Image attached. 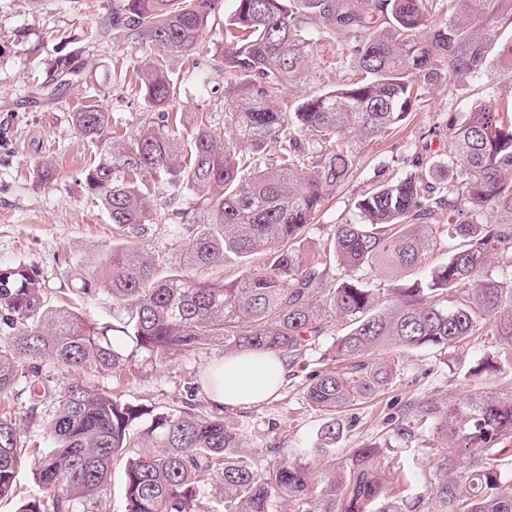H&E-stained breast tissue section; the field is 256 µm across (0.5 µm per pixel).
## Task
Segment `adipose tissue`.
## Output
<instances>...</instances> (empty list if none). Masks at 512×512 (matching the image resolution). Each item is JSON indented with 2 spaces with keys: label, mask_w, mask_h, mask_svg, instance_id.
<instances>
[{
  "label": "adipose tissue",
  "mask_w": 512,
  "mask_h": 512,
  "mask_svg": "<svg viewBox=\"0 0 512 512\" xmlns=\"http://www.w3.org/2000/svg\"><path fill=\"white\" fill-rule=\"evenodd\" d=\"M285 372V361L274 353L243 352L216 364L205 389L220 406L257 404L276 392Z\"/></svg>",
  "instance_id": "ef3b65f1"
}]
</instances>
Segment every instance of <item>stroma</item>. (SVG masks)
I'll return each mask as SVG.
<instances>
[{
  "label": "stroma",
  "mask_w": 512,
  "mask_h": 512,
  "mask_svg": "<svg viewBox=\"0 0 512 512\" xmlns=\"http://www.w3.org/2000/svg\"><path fill=\"white\" fill-rule=\"evenodd\" d=\"M114 0H0V264L21 263L35 269L47 288L49 301L76 284L80 275L97 270L122 239L114 233L97 201L80 188L77 177L91 162L94 148L73 129L71 114L77 106L98 104L107 109L127 133H136L146 110L143 94L133 83L112 84L113 72L129 71L145 58L149 48L134 49L115 35L101 40L98 30L112 10ZM70 52L87 62L88 83L71 88L59 100H32L31 89L42 83L52 59ZM222 35L210 32L193 56L170 62L181 80L185 131H192L193 116L212 112L216 124L224 122V81L214 68L222 60ZM212 77L209 86L201 75ZM480 96L473 89L448 91L443 86L423 90L406 125L396 135L378 140L361 155L354 177L337 190L324 222L315 226L305 248L331 237L335 224L352 219L349 202L380 167L403 152L425 130L437 125L440 115L471 111ZM52 159L58 180L49 186L32 182L37 161ZM192 199L182 196L162 206L158 221L138 243L165 255L170 273L205 281H230L239 269L234 265L197 268L184 265L172 248L184 233L181 212L190 210ZM333 336L320 337L303 363L289 369L274 397L256 405L227 406L221 413L231 420L252 453L258 467L282 461L318 465L316 432L326 414L311 408L303 392L313 373L331 369L329 349ZM512 365V353L489 344L487 337L472 336L445 349H421L404 353L392 386L378 396L340 409L336 419L343 437L336 455L368 444L384 447L401 460L413 475L402 512H432L430 475L442 453L431 426L418 429L413 438L393 432L396 419L410 415L420 402L462 403L481 397L512 394V376L491 373L479 382L465 372L484 356ZM224 357L223 347L208 353L175 355L159 368H143L133 380L117 384L110 372L89 377L96 389L160 411L172 405L212 409L203 382L215 363Z\"/></svg>",
  "instance_id": "1"
}]
</instances>
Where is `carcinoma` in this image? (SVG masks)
I'll return each mask as SVG.
<instances>
[{
	"instance_id": "obj_1",
	"label": "carcinoma",
	"mask_w": 512,
	"mask_h": 512,
	"mask_svg": "<svg viewBox=\"0 0 512 512\" xmlns=\"http://www.w3.org/2000/svg\"><path fill=\"white\" fill-rule=\"evenodd\" d=\"M221 0H116L100 26L157 57L136 83L153 108L173 107L180 82L169 59L195 53L219 25ZM512 0H234L224 18V128L196 114L186 139L178 116H147L129 136L92 104L72 113L77 133L96 148L78 177L130 245L112 250L99 271L80 276L84 296L103 290L121 308L112 323L90 322L48 304L38 272L0 265V396L19 385L46 408L51 447L40 452L16 417H0V500L12 495L21 465L34 461L38 486L16 512H99L112 464L125 461L123 512H209L205 478L224 485L225 512H400L385 474L410 473L376 444L308 464L261 469L221 415L171 406L152 416L75 380L52 390L39 371L51 361L73 371L135 373L144 360L270 351L294 366L341 319L333 369L315 373L304 399L329 420L318 429L327 452L342 438L332 414L390 386L395 364L383 353L446 349L476 334L512 350V102L501 106L492 68L512 73ZM333 48L347 73L336 87L291 101L288 84ZM36 95L59 99L87 80L77 55L56 57ZM478 85L483 103L448 116L412 142L351 200L355 219L334 226L315 250L304 248L328 201L352 176L360 154L407 119L428 86ZM443 146L432 149L433 138ZM409 167H404V164ZM195 198L197 216L178 241L192 266L236 259L233 281L213 284L165 274L166 258L135 239L157 221L150 181ZM33 179H57L50 159ZM448 244V257L430 262ZM262 255L261 266L250 259ZM509 257L497 276L491 257ZM420 269L413 279L407 270ZM150 416L143 429L136 428ZM431 423L445 448L430 481L437 512H512V395L464 404L420 403L396 422L408 438Z\"/></svg>"
}]
</instances>
